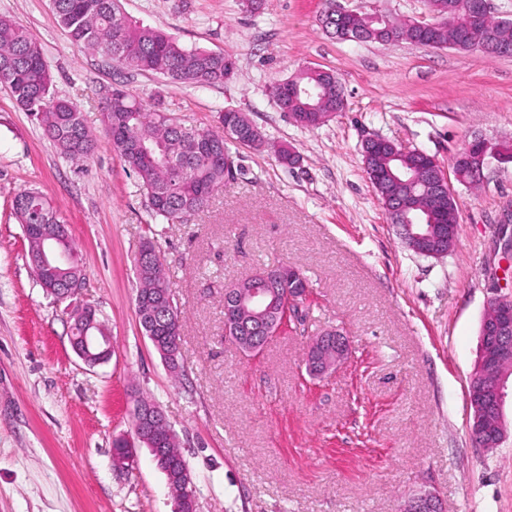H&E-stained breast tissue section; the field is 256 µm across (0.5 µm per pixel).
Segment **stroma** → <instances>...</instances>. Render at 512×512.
I'll use <instances>...</instances> for the list:
<instances>
[{"label":"stroma","mask_w":512,"mask_h":512,"mask_svg":"<svg viewBox=\"0 0 512 512\" xmlns=\"http://www.w3.org/2000/svg\"><path fill=\"white\" fill-rule=\"evenodd\" d=\"M362 14L413 19L424 0H339ZM324 0H122L124 13L190 49L232 54L219 86H187L113 67L74 45L52 0H0V15L41 44L56 95L77 102L97 147L61 157L0 85V512H173L165 477L138 447L132 470L112 443L132 438L137 397L175 430L197 512H400L432 491L442 512H512V380L503 443L469 429L467 388L491 298L512 300V261L495 248L512 209V162L479 184L454 183L455 248L414 253L399 238L364 169L370 136L433 155L451 170L465 142L512 145V58L408 42L339 41L322 29ZM332 71L346 109L317 128L281 112L271 86L302 68ZM122 85L188 126L244 112L264 144L232 146L240 174L204 211L164 224L103 130L99 102ZM290 148L292 166L277 147ZM41 190L82 260L76 302L94 306L112 357L89 367L70 343V314L36 282L14 199ZM153 241L185 319L170 374L135 308L134 258ZM309 280L304 324L255 356L224 335V290L272 265ZM337 330L350 356L306 371L313 335Z\"/></svg>","instance_id":"stroma-1"}]
</instances>
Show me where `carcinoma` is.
Masks as SVG:
<instances>
[{"label": "carcinoma", "instance_id": "carcinoma-1", "mask_svg": "<svg viewBox=\"0 0 512 512\" xmlns=\"http://www.w3.org/2000/svg\"><path fill=\"white\" fill-rule=\"evenodd\" d=\"M61 26L70 40L94 50L109 63L141 72L158 74L187 85H222L236 65L224 52L189 50L173 36L129 19L120 0H53ZM487 28L500 45L512 47V25L505 27L493 16ZM293 81L314 93L296 95L284 80L271 87L272 97L292 114L294 122L305 128L317 126L304 105L318 102L317 92L327 93V102L336 101V75L327 70L307 68ZM0 85L7 87L18 106L34 114L45 134L60 154L70 160L91 157L96 147L83 124L80 106L53 92V80L38 42L16 21L0 16ZM107 113L109 137L113 151L140 180L149 210L155 217L175 223L202 211L215 190L232 181L224 158L231 156L230 145L260 146L263 138L258 128L243 112H221L219 130L187 127L165 113L147 107L120 86L101 102ZM401 158L384 156L370 166L395 170L416 166L418 155L400 151ZM14 210L28 231V253L40 247L50 248L60 238L61 221L48 198L38 189H25L15 198ZM140 282L136 295V312L157 305L182 317L174 301L160 254L155 245L144 242L135 258ZM309 288L306 277L293 267L285 268L281 280L274 283L279 298L291 293L299 296ZM145 335L159 353L166 350L167 325L159 316L141 323ZM167 457L157 465L170 485L179 487L181 474L188 469L177 442L165 448Z\"/></svg>", "mask_w": 512, "mask_h": 512}]
</instances>
